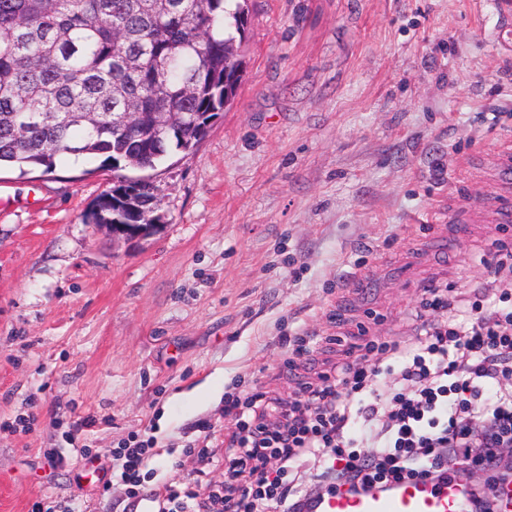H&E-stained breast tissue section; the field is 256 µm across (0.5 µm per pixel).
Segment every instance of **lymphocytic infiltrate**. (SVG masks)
<instances>
[{"label":"lymphocytic infiltrate","mask_w":512,"mask_h":512,"mask_svg":"<svg viewBox=\"0 0 512 512\" xmlns=\"http://www.w3.org/2000/svg\"><path fill=\"white\" fill-rule=\"evenodd\" d=\"M487 279L468 298L435 282L422 288L411 343L363 340L307 374L323 338L304 329L282 336L291 356L287 373L297 397L280 400L244 390L228 394L224 412L236 430L224 455L223 485L199 492L165 486L157 512H314L324 495L362 494L413 478L468 482V512H498L512 462L499 449L512 442V246L499 242L485 262ZM376 362H369V355ZM150 441L119 449V474L143 498ZM457 459L448 470V459ZM314 479L296 480L308 460ZM489 475L470 484L469 467Z\"/></svg>","instance_id":"lymphocytic-infiltrate-1"}]
</instances>
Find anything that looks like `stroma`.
<instances>
[{
	"mask_svg": "<svg viewBox=\"0 0 512 512\" xmlns=\"http://www.w3.org/2000/svg\"><path fill=\"white\" fill-rule=\"evenodd\" d=\"M494 2L249 0L236 98L154 171L146 237L93 223L104 157L0 168V512H132L115 452L134 438L151 488L223 484L226 395L298 391L282 335L407 342L426 281L487 278L477 254L512 243L489 207L512 137Z\"/></svg>",
	"mask_w": 512,
	"mask_h": 512,
	"instance_id": "stroma-1",
	"label": "stroma"
}]
</instances>
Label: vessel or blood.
Wrapping results in <instances>:
<instances>
[{"label":"vessel or blood","mask_w":512,"mask_h":512,"mask_svg":"<svg viewBox=\"0 0 512 512\" xmlns=\"http://www.w3.org/2000/svg\"><path fill=\"white\" fill-rule=\"evenodd\" d=\"M503 224L512 223V180L492 200ZM467 499L458 481L437 486L427 480L401 482L390 489L353 495L339 491L321 499L315 512H466Z\"/></svg>","instance_id":"obj_1"}]
</instances>
